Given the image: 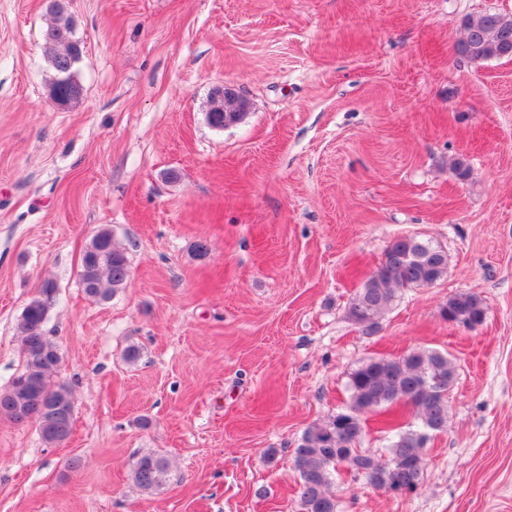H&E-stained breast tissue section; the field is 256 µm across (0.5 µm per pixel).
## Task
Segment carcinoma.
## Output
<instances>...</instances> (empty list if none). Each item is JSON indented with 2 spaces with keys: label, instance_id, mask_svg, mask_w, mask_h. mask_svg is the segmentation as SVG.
Returning a JSON list of instances; mask_svg holds the SVG:
<instances>
[{
  "label": "carcinoma",
  "instance_id": "1",
  "mask_svg": "<svg viewBox=\"0 0 512 512\" xmlns=\"http://www.w3.org/2000/svg\"><path fill=\"white\" fill-rule=\"evenodd\" d=\"M48 12L51 20L44 32V48L54 72L50 90L73 104L83 92L77 77L83 43L76 36L70 0H49ZM460 27L464 36L457 51L470 62L512 57V12L468 14L460 20ZM207 121L216 129L224 128V90L213 93ZM447 272L448 256L442 246L416 235L398 236L352 298L348 318L371 332L393 305L398 290L430 286ZM129 273L127 251L116 242L112 229H98L81 257L79 280L85 294L96 301H108L126 287ZM55 294L54 283L46 281L23 308L16 323L22 369L0 390V418L13 422L24 415L36 421L42 440L50 446L66 442L75 422L72 390L58 379L62 362L59 348L44 330ZM487 311L480 295L460 291L448 297L441 316L476 327L483 324ZM455 375V364L448 354L436 350L371 358L354 369L349 375L350 403L346 410L308 427L294 451L300 476L299 512H338L331 484L341 467L380 491L419 489L424 480L427 435L440 433L447 426L448 390ZM404 408L410 410L417 425L405 420ZM377 414L384 415L381 432L389 442L384 461L359 448L368 416ZM167 472L166 458L145 454L136 462L132 481L141 490L152 492L166 482Z\"/></svg>",
  "mask_w": 512,
  "mask_h": 512
}]
</instances>
